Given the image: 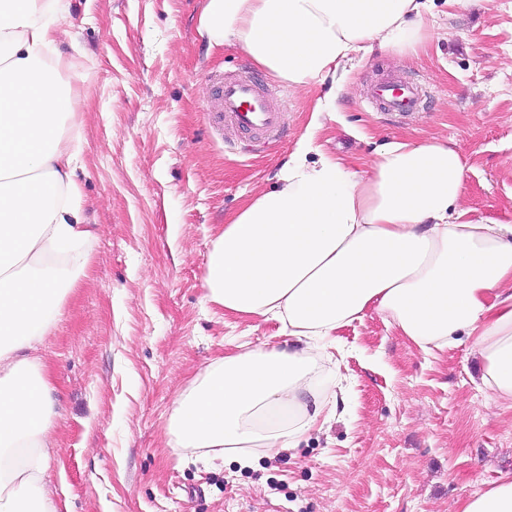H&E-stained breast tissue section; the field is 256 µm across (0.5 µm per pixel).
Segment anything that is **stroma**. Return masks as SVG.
<instances>
[{
  "instance_id": "1",
  "label": "stroma",
  "mask_w": 512,
  "mask_h": 512,
  "mask_svg": "<svg viewBox=\"0 0 512 512\" xmlns=\"http://www.w3.org/2000/svg\"><path fill=\"white\" fill-rule=\"evenodd\" d=\"M205 0H60L59 50L83 138V215L97 230L87 275L39 350L55 388L45 479L61 512H454L512 470V409L479 390L469 343L423 351L369 311L326 339L318 386L335 390L298 447L249 463L169 448L177 394L238 348H288L279 321L225 313L204 286L208 249L272 187L313 121L315 142L362 172L381 143L447 139L468 161L462 203L512 222V0H432L409 56L347 65L338 110L239 47L199 33ZM260 81L283 114L276 141L226 135L210 79ZM419 83L402 116L371 104L379 80Z\"/></svg>"
}]
</instances>
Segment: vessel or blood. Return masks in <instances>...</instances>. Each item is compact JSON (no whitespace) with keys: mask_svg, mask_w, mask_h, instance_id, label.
I'll return each instance as SVG.
<instances>
[{"mask_svg":"<svg viewBox=\"0 0 512 512\" xmlns=\"http://www.w3.org/2000/svg\"><path fill=\"white\" fill-rule=\"evenodd\" d=\"M422 96L421 86L409 80H384L371 92L373 102L401 115L414 111ZM206 108L217 128L247 134L255 142L274 141L280 133L281 114L271 105L268 91L255 81L223 77L208 97Z\"/></svg>","mask_w":512,"mask_h":512,"instance_id":"b4317fda","label":"vessel or blood"}]
</instances>
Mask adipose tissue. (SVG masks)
I'll use <instances>...</instances> for the list:
<instances>
[{
  "label": "adipose tissue",
  "mask_w": 512,
  "mask_h": 512,
  "mask_svg": "<svg viewBox=\"0 0 512 512\" xmlns=\"http://www.w3.org/2000/svg\"><path fill=\"white\" fill-rule=\"evenodd\" d=\"M53 2L0 0V512H58L44 482L55 411L38 350L94 238L75 180L80 148L63 127L72 95ZM428 7L207 0L201 32L295 87L330 83L315 109L331 113L346 63L416 50ZM314 138L307 129L274 187L212 240L204 274L209 302L272 317L300 347L213 361L177 395L169 447L216 448L244 463L260 448L297 447L318 419L321 340L371 310L426 351L470 339L480 389L512 408V224L462 205V154L444 139L394 138L360 173ZM457 512H512V472Z\"/></svg>",
  "instance_id": "1"
}]
</instances>
